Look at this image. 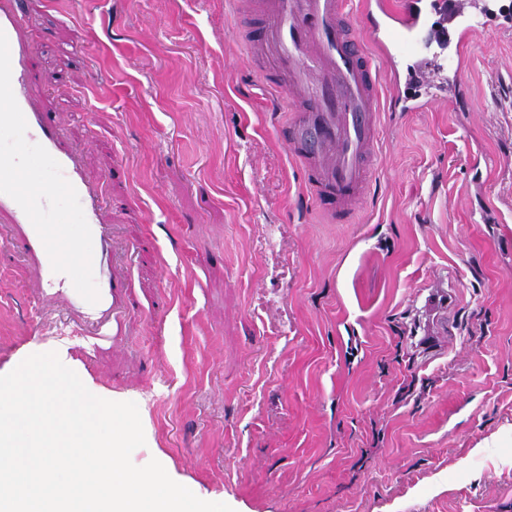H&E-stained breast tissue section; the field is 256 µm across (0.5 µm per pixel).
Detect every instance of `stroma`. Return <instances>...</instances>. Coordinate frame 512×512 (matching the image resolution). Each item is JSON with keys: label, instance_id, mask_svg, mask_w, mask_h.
I'll list each match as a JSON object with an SVG mask.
<instances>
[{"label": "stroma", "instance_id": "1", "mask_svg": "<svg viewBox=\"0 0 512 512\" xmlns=\"http://www.w3.org/2000/svg\"><path fill=\"white\" fill-rule=\"evenodd\" d=\"M26 3L34 93L141 306L101 340L0 267V375L57 352L137 404L133 464L234 512H512V41L471 43L460 109L381 110L377 178L336 224L233 0ZM429 285L453 297L436 354Z\"/></svg>", "mask_w": 512, "mask_h": 512}]
</instances>
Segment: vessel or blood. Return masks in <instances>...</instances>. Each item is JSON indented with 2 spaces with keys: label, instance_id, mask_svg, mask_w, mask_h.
<instances>
[{
  "label": "vessel or blood",
  "instance_id": "1",
  "mask_svg": "<svg viewBox=\"0 0 512 512\" xmlns=\"http://www.w3.org/2000/svg\"><path fill=\"white\" fill-rule=\"evenodd\" d=\"M260 24L247 58L291 115L284 138L319 210L347 222L375 171L377 102L382 83L392 109L417 112L462 100L468 81L463 50L473 36L512 37V18L481 0H241ZM20 0H0V217L8 229L0 262L21 260L27 285L44 307L86 322L111 316L108 336L127 330L134 303L121 249L102 222L95 181L62 138L61 116L41 111L29 87L33 72L22 41ZM433 54L425 90L402 85L398 64Z\"/></svg>",
  "mask_w": 512,
  "mask_h": 512
}]
</instances>
